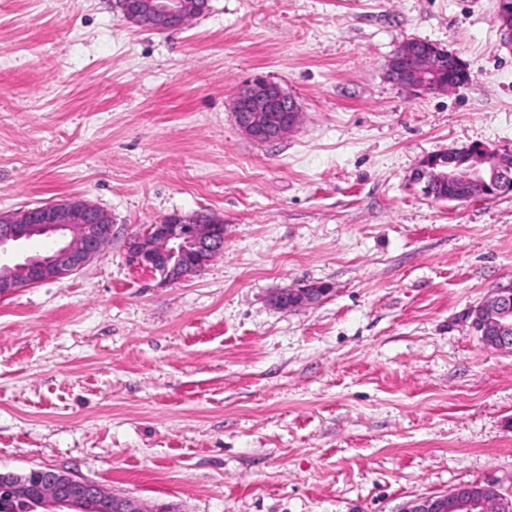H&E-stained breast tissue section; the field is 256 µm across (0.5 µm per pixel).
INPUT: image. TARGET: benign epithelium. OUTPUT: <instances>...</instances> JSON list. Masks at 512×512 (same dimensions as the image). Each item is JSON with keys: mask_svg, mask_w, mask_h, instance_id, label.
Segmentation results:
<instances>
[{"mask_svg": "<svg viewBox=\"0 0 512 512\" xmlns=\"http://www.w3.org/2000/svg\"><path fill=\"white\" fill-rule=\"evenodd\" d=\"M123 18L144 29L164 33L181 29L207 10L208 0H118ZM497 15L502 30L512 45V0H498ZM463 74L461 60L432 45L421 49L410 42L388 63V75L397 85L414 91H447L443 67ZM237 126L259 142L283 138L299 122L301 108L282 86L257 78L238 90L231 101ZM470 164L450 168L438 159H425L416 177L425 188L448 186V199L469 201L496 198L512 192V165L501 155L480 147L470 152ZM223 220L207 213L168 215L163 223L153 224L132 235L127 242V260L138 266L154 264L164 281L178 280L203 270L222 250ZM51 238L56 247L44 255L26 258L13 265L0 262V293L8 294L21 284L29 286L49 281L47 274L73 275L96 259L101 244L112 239L110 216L93 203L72 197L20 210L0 212V256L23 240ZM331 291L326 284H304L285 288L273 296V303L284 311L309 307ZM471 327L487 335L489 347L512 353V285L498 288L485 303L470 312ZM0 488L18 502L37 501L43 512H100L101 488L93 481L52 468H37L25 477L0 472ZM486 495L470 491L421 497L404 512H486L492 495L496 512L512 507V492L494 485ZM108 512H156L136 497L112 495Z\"/></svg>", "mask_w": 512, "mask_h": 512, "instance_id": "1", "label": "benign epithelium"}]
</instances>
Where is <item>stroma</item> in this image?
I'll return each mask as SVG.
<instances>
[{
	"label": "stroma",
	"mask_w": 512,
	"mask_h": 512,
	"mask_svg": "<svg viewBox=\"0 0 512 512\" xmlns=\"http://www.w3.org/2000/svg\"><path fill=\"white\" fill-rule=\"evenodd\" d=\"M417 39L468 84L396 86ZM301 107L238 128L255 77ZM512 155L496 0H209L165 34L117 0H0V212L72 197L112 219L78 273L0 294V472L54 468L181 512H404L512 491V354L468 312L512 283V194L427 196L423 158ZM224 221L185 280L130 265L168 215ZM322 282L282 311L280 288ZM231 109L240 130L259 142L283 138L298 124L301 114L293 96L279 84L263 78L238 90ZM331 291L327 284H304L295 288H285L273 296V303L284 311L298 310L319 302ZM463 492L458 489L454 494H442L437 496L421 497L410 503L404 512H485L488 506L486 495L496 498V512L506 511L512 505V492L503 493L497 485L483 488L486 495L474 496L468 489Z\"/></svg>",
	"instance_id": "1"
}]
</instances>
